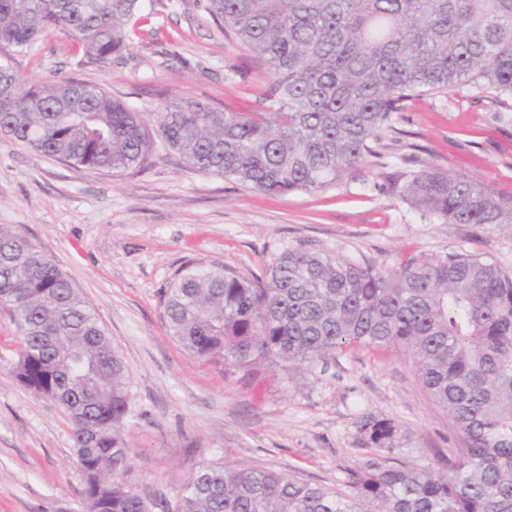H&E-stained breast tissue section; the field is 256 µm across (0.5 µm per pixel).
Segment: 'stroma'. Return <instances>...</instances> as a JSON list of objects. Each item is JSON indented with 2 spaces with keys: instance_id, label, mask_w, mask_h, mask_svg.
Masks as SVG:
<instances>
[{
  "instance_id": "obj_1",
  "label": "stroma",
  "mask_w": 512,
  "mask_h": 512,
  "mask_svg": "<svg viewBox=\"0 0 512 512\" xmlns=\"http://www.w3.org/2000/svg\"><path fill=\"white\" fill-rule=\"evenodd\" d=\"M123 52L95 61L60 30L0 63L26 80L100 85L152 116L167 98L261 109L266 65L210 14L209 0H142ZM421 159L512 195V108L457 86L408 102L385 131V168L317 192L270 197L188 168L156 147L144 169L91 170L0 134V224L28 237L87 302L129 374L124 482L163 512L201 465L288 473L336 489L363 460L356 423L392 418L402 460L444 473L463 437L397 348L352 346L313 370L247 376L202 360L170 336L162 292L189 265L263 275L287 249L385 267L413 254L466 250L512 273V224H442L402 201L390 175ZM20 331L0 305V512H85L71 424L11 373Z\"/></svg>"
}]
</instances>
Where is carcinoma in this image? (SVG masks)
I'll list each match as a JSON object with an SVG mask.
<instances>
[{"label": "carcinoma", "instance_id": "obj_1", "mask_svg": "<svg viewBox=\"0 0 512 512\" xmlns=\"http://www.w3.org/2000/svg\"><path fill=\"white\" fill-rule=\"evenodd\" d=\"M140 0H0V46L31 49L49 29L110 59ZM210 13L267 66L260 112L170 98L144 115L101 87L30 83L0 64V133L88 169L141 168L156 142L201 174L272 195L319 191L378 166L404 102L467 84L512 101V0H210ZM400 195L442 224H512V197L422 162ZM0 304L23 336L13 365L72 423L86 512H148L120 477L129 449L128 369L58 268L0 226ZM170 334L197 356L258 374L309 368L350 346L408 353L464 437L435 473L396 458L392 419L366 414L370 450L332 491L272 470L203 465L175 512H512V275L463 250L396 268L287 250L260 278L186 268L163 295Z\"/></svg>", "mask_w": 512, "mask_h": 512}]
</instances>
